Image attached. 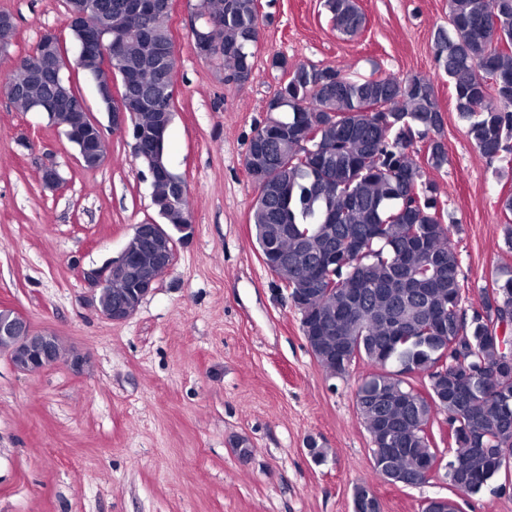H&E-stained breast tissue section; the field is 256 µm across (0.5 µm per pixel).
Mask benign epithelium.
<instances>
[{
    "label": "benign epithelium",
    "mask_w": 512,
    "mask_h": 512,
    "mask_svg": "<svg viewBox=\"0 0 512 512\" xmlns=\"http://www.w3.org/2000/svg\"><path fill=\"white\" fill-rule=\"evenodd\" d=\"M172 8L173 0H131L124 13L112 17L103 16L95 0H75L66 10V27L68 28L76 48L75 62H70L67 52L59 49L61 36L50 31L43 34L38 41L34 55L39 60V67L51 72L56 77L54 95L37 97L28 103L27 111L47 114L50 122H55L56 113L63 111L64 105L73 95V83L66 72L71 65L84 71L94 82L98 101L106 109L109 127L124 133L135 125V113L126 111L121 94L122 74L115 63L124 54L127 42L134 28L131 20L136 16L147 14L159 6ZM194 48L198 56L213 59L216 48L206 28H194ZM91 124L97 132L95 141L89 142L78 137L73 130L63 129L67 140L77 150L76 160L85 165L89 159L104 160L98 148L104 140V128L96 118ZM40 181L50 190H59L64 185L58 162L49 157L45 159L39 170ZM188 194L186 181L176 176L172 182L171 194L152 202L153 209L164 213L175 206L176 201ZM190 225L176 227L173 239H168L160 231V225L138 224L136 234L150 245H164L159 251L158 275L148 281L136 278L135 261L125 252L108 260L102 266L81 271L85 285L92 294L95 310L105 319L113 323H123L134 315L133 306L139 305L154 290L162 278L173 266L178 245L185 240L183 233ZM121 272L134 279V287L113 295L112 306L104 311L98 304V296L111 287L112 273ZM7 340L10 346L0 345V354L8 355L10 361L20 371L30 372L45 369L66 359L74 368H79L82 358L74 353L63 356L60 351L58 337L50 332H37L32 329L27 318L12 309H0V341Z\"/></svg>",
    "instance_id": "benign-epithelium-1"
}]
</instances>
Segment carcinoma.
Returning a JSON list of instances; mask_svg holds the SVG:
<instances>
[{
  "instance_id": "carcinoma-1",
  "label": "carcinoma",
  "mask_w": 512,
  "mask_h": 512,
  "mask_svg": "<svg viewBox=\"0 0 512 512\" xmlns=\"http://www.w3.org/2000/svg\"><path fill=\"white\" fill-rule=\"evenodd\" d=\"M333 28L353 39L367 25L358 0H323ZM200 14L215 26L219 64L249 82L253 48L261 21L258 0H200ZM452 31L435 34V60L452 85L456 110L469 120L467 134L480 158L493 161L508 150L512 138V0H448ZM170 12L158 9L139 22L119 69L134 80L121 92L135 112L136 129L153 157L166 161L167 140L155 141L156 114L151 95L174 72L175 58L163 65L158 47L170 38ZM38 62L5 75L8 99L21 112L26 98L42 94L47 83L33 78ZM279 109L256 128L244 165L266 163L268 179L256 188L250 211L255 239H277L281 252L293 256L303 243L313 266L304 273L293 263L266 267L296 299L302 283L316 276L322 287L309 295L301 315L305 336H323L321 325L334 323L345 355L317 361L328 377H345L360 363L370 367L354 390V403L372 448L401 449L386 458L373 456L376 478L403 484L402 475L416 463L436 458L432 414L446 415L454 456L466 462L459 479L461 494L475 495L503 480L499 451L512 449V373L500 370L502 353L491 335L502 320L512 322V268L501 267L491 284L479 289L484 313L466 310L459 252L453 242L456 226L446 223L434 182L427 170L448 161L442 141V110L432 81L425 76L392 75L348 78L330 66L294 67L277 89ZM312 136L310 154L301 145ZM288 234L278 236L281 229ZM350 239L367 241L369 257L350 260L336 270H318L322 253ZM126 249L141 258L140 273L152 274L153 262L140 239ZM344 288L360 289L354 301ZM439 309L448 338L463 336L468 349L450 350L434 337L429 316ZM408 324L401 343L392 340L395 323ZM468 376L471 405H462L458 380ZM420 378L426 394L417 395ZM353 512H381L370 483L353 487Z\"/></svg>"
}]
</instances>
